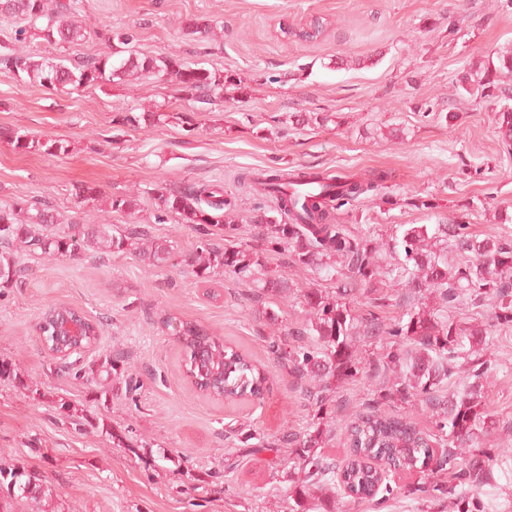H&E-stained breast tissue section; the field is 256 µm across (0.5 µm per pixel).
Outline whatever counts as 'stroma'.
<instances>
[{
	"instance_id": "35a3bbf8",
	"label": "stroma",
	"mask_w": 512,
	"mask_h": 512,
	"mask_svg": "<svg viewBox=\"0 0 512 512\" xmlns=\"http://www.w3.org/2000/svg\"><path fill=\"white\" fill-rule=\"evenodd\" d=\"M86 40L49 45L29 40L37 56L75 62L130 49L174 56L232 75L211 105L173 98L167 81L125 79L82 92L24 85L0 70V206L50 202L61 224H138L172 242L155 268L127 254L51 260L19 253L24 276L0 288V360L15 363L29 390L0 381V459L34 473L52 490L47 512H295L288 496L286 433L317 421L296 378L269 351L273 338L300 327L299 300L276 302L275 325L260 319L252 284L226 273L199 279L184 258L198 232L177 215L158 218L148 188L222 186L235 205L236 238L253 245L257 215L271 199L237 182L254 169L310 167L389 178L368 197L334 212L351 232L388 242L396 225L448 222L478 237L512 242V147L497 114L458 86L462 72L488 63L512 43V0H80ZM210 34L189 36L187 19ZM320 21L315 40L295 30ZM135 35L130 46L98 39L104 28ZM189 112L193 129L175 123L129 126L122 112ZM297 112H321L322 125L296 124ZM67 144L51 156L23 152L8 132ZM96 199L79 201L81 186ZM138 193L129 212L110 197ZM430 208H415V199ZM80 308L100 325L78 365L107 353L125 356L112 381L62 373L34 327L48 303ZM458 319L491 325L493 375L484 389L496 427L494 448H512V325L493 324L489 304L462 302ZM191 321L250 354L273 381L260 400L224 404L185 378V351L171 325ZM140 383L135 395L126 377ZM66 399L82 425L55 411ZM130 445L116 447L113 433ZM391 474L397 495L351 502L335 512H456L451 499L405 496L423 482Z\"/></svg>"
}]
</instances>
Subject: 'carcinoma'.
I'll use <instances>...</instances> for the list:
<instances>
[{
  "label": "carcinoma",
  "instance_id": "1",
  "mask_svg": "<svg viewBox=\"0 0 512 512\" xmlns=\"http://www.w3.org/2000/svg\"><path fill=\"white\" fill-rule=\"evenodd\" d=\"M77 2L0 0V20L26 21L15 30L14 39L0 43V68L24 84L73 90L101 87L127 77L147 80L162 73L169 75L182 100L208 104L224 95V73L171 56L131 53L118 62L109 55L91 56L69 66L62 59L37 57L24 49L30 33L53 45L90 36L78 20ZM495 54L497 64L471 69L461 77L466 93L491 104L497 98L501 77L512 75V45ZM157 118L193 126V117L187 112H144L140 116L130 112L122 121L134 127L142 119L153 123ZM13 144L23 151L43 148L50 155L66 151L59 142H42L27 133L15 134ZM385 179L384 173L366 179L302 169L241 174L239 183L255 186L275 200V206L260 215V249L232 240L237 229L231 218L233 204L222 190L167 184L155 186L149 196L160 213L176 214L183 224L224 227V246L204 239L186 259L201 279L207 281L221 270L256 284L258 299L286 300L297 283L286 273L266 271L270 252L289 253L290 266L297 270H320L336 278L334 291L311 288L297 295L306 307L305 322L272 345L277 357L304 382V399L318 410L332 401L338 384L363 372L357 343L367 339L383 350L369 372L385 376L384 393L364 400L362 410L345 425L348 452L344 468L336 467V462L319 451L331 433L319 424L302 435L287 433L277 439L279 446L289 449L288 463L293 470L289 494L306 496L325 486L332 497L375 496V486L386 484L388 474L372 469L367 461L381 459L403 471L419 469L432 475L447 471L451 480L424 482L415 491L431 499H453L458 512H490L491 504L482 499L481 491L491 484L496 457L512 456L510 448L500 449L496 457L484 448L493 428L492 416L482 404L484 381L491 371L485 356L493 345L492 332L484 324L462 325L452 310L467 299L487 301L493 306L497 324H512V243L494 236L480 239L468 232L465 224H400V233L391 239L394 263L381 265L370 232L353 234L328 219L331 210L375 191ZM137 200L135 194L115 195L109 198V207L113 212H128L137 206ZM57 223L56 210L46 203L0 206V288L16 284L22 277L15 256L19 248L50 258L89 253L104 260L126 253L156 266L173 254L171 244L151 238L138 224L121 229L110 224H69L65 230H57ZM388 281L406 288L413 305L401 317L387 321L378 311L389 300L380 290ZM359 286L374 294L365 313L352 306ZM434 299L446 313L427 310ZM175 335L185 348L186 377L207 396L234 403L270 390L261 365L199 324L181 322ZM122 362L123 354H108L97 370L81 367L74 377L87 372L110 375ZM463 363L468 365L466 376L458 379L455 388H448V379L458 375ZM415 401L431 411L433 431L417 428L399 411ZM388 403L395 410L381 411ZM459 448L469 449L470 457L458 454ZM0 483L12 487L11 494L34 503L39 512H45L41 503L52 496L50 488L6 463H0Z\"/></svg>",
  "mask_w": 512,
  "mask_h": 512
}]
</instances>
